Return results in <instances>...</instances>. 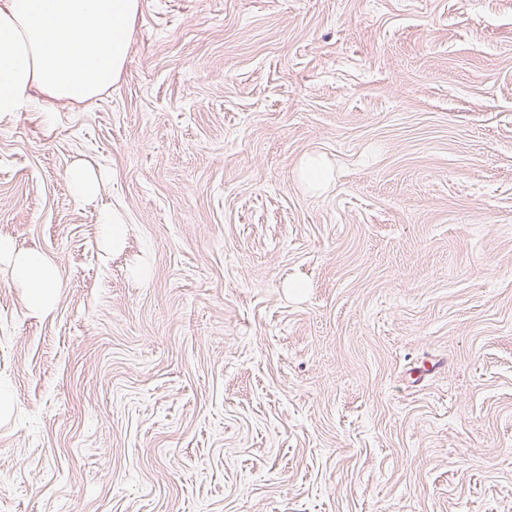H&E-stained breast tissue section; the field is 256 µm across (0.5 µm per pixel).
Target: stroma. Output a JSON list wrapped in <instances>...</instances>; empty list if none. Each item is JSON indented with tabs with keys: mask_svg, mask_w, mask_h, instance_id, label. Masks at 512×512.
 <instances>
[{
	"mask_svg": "<svg viewBox=\"0 0 512 512\" xmlns=\"http://www.w3.org/2000/svg\"><path fill=\"white\" fill-rule=\"evenodd\" d=\"M34 98L0 512H512V0H141L117 82ZM301 176L311 187L320 188L328 183L330 170L320 157H310L303 163ZM68 178L73 185L76 198L83 199L95 193L96 182L84 167L72 168L68 173ZM100 224H102L106 238L112 240L113 249L120 247L124 237L122 215L114 211H105L100 216ZM0 263L11 264L17 272V284L26 288L32 307L47 310L59 288L55 264L36 251H19L14 242L0 239Z\"/></svg>",
	"mask_w": 512,
	"mask_h": 512,
	"instance_id": "stroma-1",
	"label": "stroma"
}]
</instances>
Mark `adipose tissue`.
I'll return each mask as SVG.
<instances>
[{
    "mask_svg": "<svg viewBox=\"0 0 512 512\" xmlns=\"http://www.w3.org/2000/svg\"><path fill=\"white\" fill-rule=\"evenodd\" d=\"M139 0H0V120L34 105L33 90L63 103L92 99L127 62ZM31 304L47 310L59 287L55 264L0 239Z\"/></svg>",
    "mask_w": 512,
    "mask_h": 512,
    "instance_id": "obj_1",
    "label": "adipose tissue"
}]
</instances>
